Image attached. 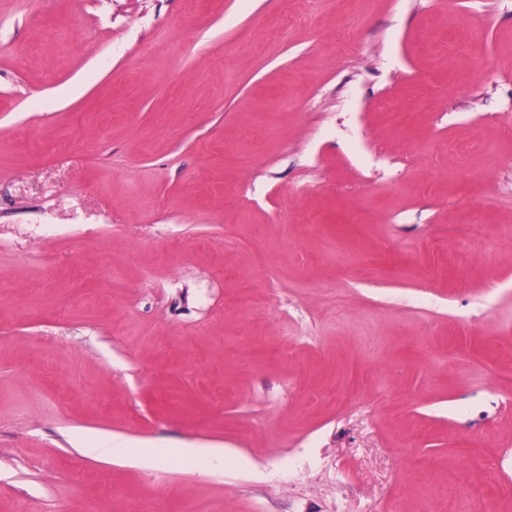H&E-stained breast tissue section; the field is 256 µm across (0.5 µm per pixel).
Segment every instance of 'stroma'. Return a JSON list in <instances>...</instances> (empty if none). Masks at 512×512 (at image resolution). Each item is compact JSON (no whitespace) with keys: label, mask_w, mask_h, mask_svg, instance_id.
<instances>
[{"label":"stroma","mask_w":512,"mask_h":512,"mask_svg":"<svg viewBox=\"0 0 512 512\" xmlns=\"http://www.w3.org/2000/svg\"><path fill=\"white\" fill-rule=\"evenodd\" d=\"M0 512H512V0H0ZM175 457L179 462H190L193 463L199 458H206L209 461L213 459L223 457V448H194V447H182L174 448Z\"/></svg>","instance_id":"stroma-1"}]
</instances>
